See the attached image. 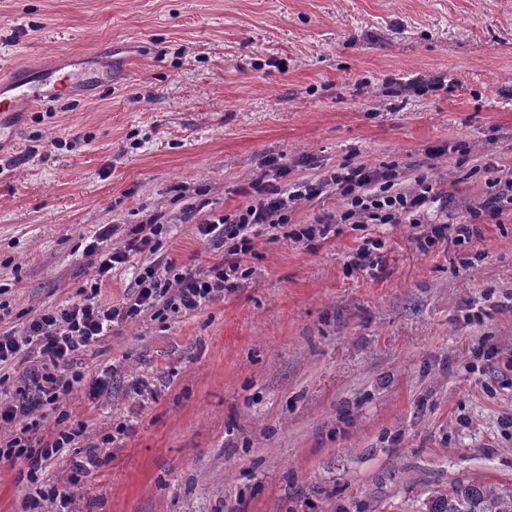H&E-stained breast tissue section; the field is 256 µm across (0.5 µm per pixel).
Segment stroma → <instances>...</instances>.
Returning <instances> with one entry per match:
<instances>
[{
  "label": "stroma",
  "mask_w": 512,
  "mask_h": 512,
  "mask_svg": "<svg viewBox=\"0 0 512 512\" xmlns=\"http://www.w3.org/2000/svg\"><path fill=\"white\" fill-rule=\"evenodd\" d=\"M126 74L25 112L0 152V285L13 327L75 297L104 225L160 215L163 252L206 269L195 222L345 158L428 172L467 217L512 167V0H0V59L66 51ZM408 223L258 238L250 274L199 311L113 327L82 353L79 443L46 470L73 512H421L455 481L512 485V218L421 251ZM373 266L349 265L363 237Z\"/></svg>",
  "instance_id": "obj_1"
}]
</instances>
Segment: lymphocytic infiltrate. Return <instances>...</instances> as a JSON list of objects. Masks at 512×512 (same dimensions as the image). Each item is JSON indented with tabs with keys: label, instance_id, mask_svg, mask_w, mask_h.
Segmentation results:
<instances>
[{
	"label": "lymphocytic infiltrate",
	"instance_id": "obj_1",
	"mask_svg": "<svg viewBox=\"0 0 512 512\" xmlns=\"http://www.w3.org/2000/svg\"><path fill=\"white\" fill-rule=\"evenodd\" d=\"M264 165L275 173L276 182L267 183L236 213L213 214L197 224L199 239L222 251L207 270L192 265L178 267L161 256L164 227L156 221L134 225L127 239L113 248L107 246L108 235L102 232L92 236L84 248L94 278L89 286L79 289L77 299L36 312L22 330L0 331V429L8 431L0 442V458L19 466L18 481L27 489L25 512H48L53 502L67 505L70 484L80 480L84 471L80 462L69 484H50L43 478L46 464L74 447L79 431L63 427L43 435L39 428L46 409H61L81 384H88L94 397L107 391L106 375L87 378L75 358L108 336L114 325L148 315L156 319L167 311L191 313L201 309L234 287L237 278L248 275L244 259L252 254L260 236L298 242L315 235L328 237L338 224H399L407 216H424L441 199L424 173L416 177L412 190L396 191L387 172L345 162L323 179H300L282 186L278 180L286 176L287 169L280 158L268 157ZM485 172L489 193L480 207L465 221L431 222L423 235L427 244L451 234L458 240H468L475 233L476 223H496L504 212H512V177L503 178L501 168L492 164ZM327 187L335 188L343 199L341 212L323 214L305 228L289 229L296 205L320 195ZM144 252L152 254L153 259L140 267L131 290L116 304L101 302L99 293L105 282ZM22 355L35 359L37 366L28 375V386L16 390L8 371ZM9 391L13 399L3 400V393Z\"/></svg>",
	"mask_w": 512,
	"mask_h": 512
}]
</instances>
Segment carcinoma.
<instances>
[{"mask_svg": "<svg viewBox=\"0 0 512 512\" xmlns=\"http://www.w3.org/2000/svg\"><path fill=\"white\" fill-rule=\"evenodd\" d=\"M425 512H512V491L492 484L457 481L424 502Z\"/></svg>", "mask_w": 512, "mask_h": 512, "instance_id": "obj_1", "label": "carcinoma"}]
</instances>
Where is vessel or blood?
Listing matches in <instances>:
<instances>
[{
  "label": "vessel or blood",
  "mask_w": 512,
  "mask_h": 512,
  "mask_svg": "<svg viewBox=\"0 0 512 512\" xmlns=\"http://www.w3.org/2000/svg\"><path fill=\"white\" fill-rule=\"evenodd\" d=\"M80 74L58 64L9 68L0 74V141L13 139L16 119L50 93L65 94L80 83Z\"/></svg>",
  "instance_id": "obj_1"
}]
</instances>
